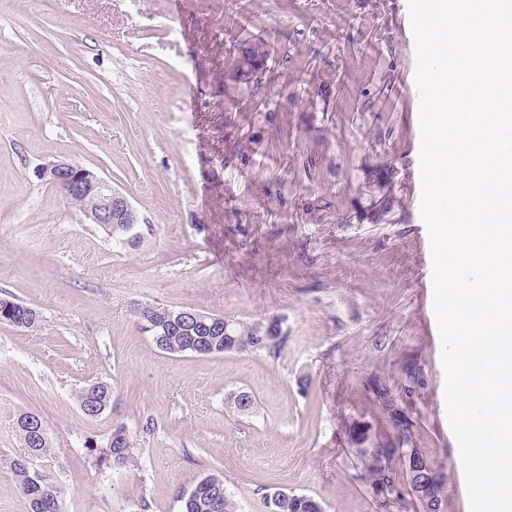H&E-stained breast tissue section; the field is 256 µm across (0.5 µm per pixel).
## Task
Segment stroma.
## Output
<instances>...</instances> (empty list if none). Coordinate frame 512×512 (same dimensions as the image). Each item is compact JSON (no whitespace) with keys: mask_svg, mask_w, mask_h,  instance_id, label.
<instances>
[{"mask_svg":"<svg viewBox=\"0 0 512 512\" xmlns=\"http://www.w3.org/2000/svg\"><path fill=\"white\" fill-rule=\"evenodd\" d=\"M259 41L270 70L255 88L227 57ZM415 71L407 0H0V291L41 318L0 324V512H28L9 468L25 411L52 445L31 467L65 512H180L178 489L213 470L243 512H265L269 488L378 512L346 433L374 420L377 386L443 465L444 512H470L420 215ZM54 159L128 198L139 247L35 177ZM145 305L275 320L288 341L276 357L172 356L139 329ZM97 380L112 409L91 421L74 394ZM240 391L255 405L237 417L225 401ZM117 423L137 461L98 466L82 442Z\"/></svg>","mask_w":512,"mask_h":512,"instance_id":"obj_1","label":"stroma"}]
</instances>
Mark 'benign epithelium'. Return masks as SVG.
Segmentation results:
<instances>
[{"instance_id": "benign-epithelium-1", "label": "benign epithelium", "mask_w": 512, "mask_h": 512, "mask_svg": "<svg viewBox=\"0 0 512 512\" xmlns=\"http://www.w3.org/2000/svg\"><path fill=\"white\" fill-rule=\"evenodd\" d=\"M34 174L67 198L78 193L94 197L96 209L86 213L90 223L127 225V235L117 239V244L127 247L141 237L137 210L125 195L112 187L110 181L94 170L74 162L57 160L37 166Z\"/></svg>"}]
</instances>
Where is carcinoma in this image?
Masks as SVG:
<instances>
[{
	"mask_svg": "<svg viewBox=\"0 0 512 512\" xmlns=\"http://www.w3.org/2000/svg\"><path fill=\"white\" fill-rule=\"evenodd\" d=\"M269 52L267 45L258 42L253 45H238L229 52L228 63L233 75L241 83L255 88L262 83L267 71ZM35 309L20 302L12 295L0 296V323L17 329L30 330L39 324V316H31ZM179 309L171 307L152 311L146 305L137 309V318L143 325L149 323L155 328L148 331L153 343L161 351L170 355L193 352V346L205 343L210 354L226 352L265 351L278 356L284 349L287 336L278 322L266 326L264 322L250 325L232 321L230 335L222 331L202 332L194 323L180 322L175 313ZM380 414L387 418L393 433L380 430L378 424L368 423L367 427L382 431L386 447L364 448L365 435L348 436L351 446L362 467L371 489L380 493L388 489L383 498L377 500L381 512L403 507L408 490L414 485L423 486L425 497L419 500L422 512H442L441 487L444 476L440 465L414 445V421L400 408L394 398L382 386L372 389ZM79 408L88 419L95 421L99 416L90 412L92 407L112 406V386L95 382L82 388L76 395ZM31 413L24 412L16 420V429L26 448L38 455L50 452L47 432L38 433L27 423ZM84 447L97 456L102 463L124 466L135 461L134 440L127 436L126 446L114 448L108 442L100 445L94 439H87ZM18 488L28 502L29 512H62L61 488L50 478L35 475L25 460L13 458L9 463ZM181 512H239V506L224 486V477L216 474L202 476L193 487L178 494ZM265 512H320V503L302 494L275 491L264 496Z\"/></svg>",
	"mask_w": 512,
	"mask_h": 512,
	"instance_id": "1",
	"label": "carcinoma"
}]
</instances>
